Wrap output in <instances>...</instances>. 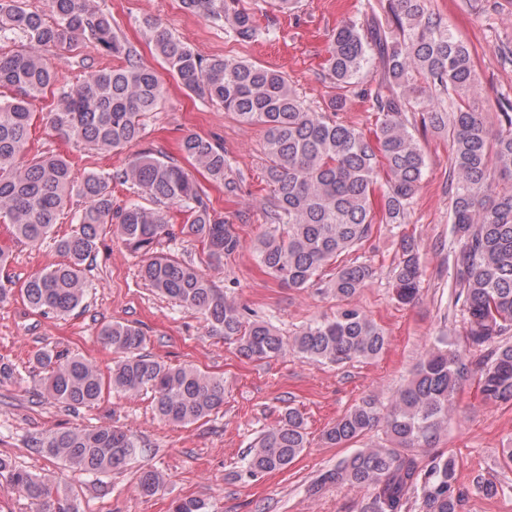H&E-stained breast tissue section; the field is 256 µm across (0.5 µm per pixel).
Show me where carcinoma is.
I'll use <instances>...</instances> for the list:
<instances>
[{"label":"carcinoma","mask_w":512,"mask_h":512,"mask_svg":"<svg viewBox=\"0 0 512 512\" xmlns=\"http://www.w3.org/2000/svg\"><path fill=\"white\" fill-rule=\"evenodd\" d=\"M240 0H182L185 8L224 19L239 38L257 34L254 14ZM423 0H388L385 17L372 14L366 28L347 22L332 32L326 57L328 76L342 90L331 111L312 112L292 89L287 76L246 60L205 59L148 16L142 28L156 55L192 95L224 106L246 126L263 131L265 177L273 187L268 230L254 244L261 269L288 288L303 289L331 269L325 288L341 304L336 317L315 322L286 339L269 321L256 319L192 261L158 251L163 240L187 238L201 245L205 263L223 264L243 249L236 225L227 224L201 186L175 159L144 149L123 169L78 180L62 155L29 157L33 112L30 100L58 87L49 127L68 140L102 152L139 141L141 119L164 97L155 72L138 60L112 26V15L95 0H48V13L26 8L25 0H0V40L23 41L22 48L0 53V89L13 92L0 101V222L15 239L41 243L59 213L74 196L84 200L71 233L58 240L67 262L30 276L20 288L28 304L44 314L69 315L88 288L84 265L98 240L116 233L125 247L148 257L142 276L156 291L181 306L202 312L207 331L222 336L247 359H277L289 352L313 363L340 365L378 357L387 345L382 328L352 303L374 277L364 262L343 261L357 251L376 224H405L426 166L407 113L446 132L453 153L449 177L455 189L452 224L458 240L453 256L456 302L460 303L466 347L456 349L440 337L408 382L389 404L367 397L351 406L324 432L336 447L348 445L384 424L394 448H364L341 460L322 477L368 493L361 512H406L421 500L423 512H461L464 493L457 485L451 454L435 448L459 387L478 377L491 402L512 401V105L502 108L500 127L492 131L469 100L480 89L469 45L443 18L425 11ZM81 37L124 63L90 73L78 84H59L50 48ZM378 65L375 85L364 89L379 114L370 134L336 121L347 103L345 91L368 68ZM448 96L453 109L441 108ZM179 151L190 166L235 194L239 185L227 176L224 147L198 134H187ZM139 186L155 204L178 205L181 224L166 211L131 202L112 207L109 182ZM422 276L420 249L402 236L391 270L396 298L411 303ZM101 342L117 355L105 376L89 361L53 348L40 350L36 364L49 370L44 390L68 408L89 406L105 390L124 395L150 391L157 414L175 424L207 418L224 407V378L188 365L172 367L144 353L142 331L109 324ZM485 351L473 360L470 350ZM304 418L285 407L244 457L248 476L282 471L305 448ZM40 451L70 468L90 474L120 470L139 445L113 426L75 427L46 434ZM0 473L38 512H78L70 495L0 457ZM163 485L161 473L141 472L140 491L151 496ZM170 512H206L197 498L172 503Z\"/></svg>","instance_id":"cac0c4a2"}]
</instances>
